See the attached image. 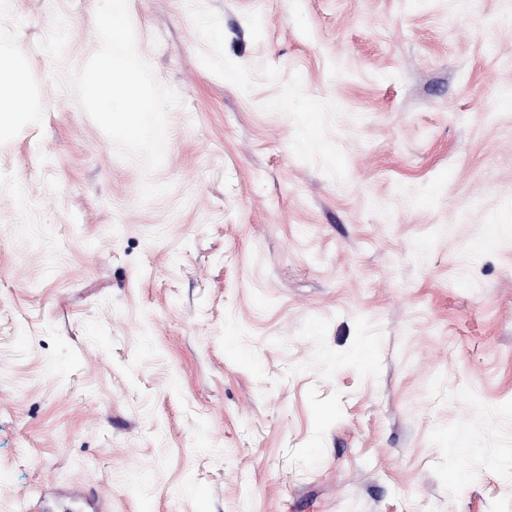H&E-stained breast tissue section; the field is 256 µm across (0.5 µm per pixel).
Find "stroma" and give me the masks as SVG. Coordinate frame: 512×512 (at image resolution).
<instances>
[{"label":"stroma","instance_id":"stroma-1","mask_svg":"<svg viewBox=\"0 0 512 512\" xmlns=\"http://www.w3.org/2000/svg\"><path fill=\"white\" fill-rule=\"evenodd\" d=\"M97 3L5 0L0 512H512V0H128L149 177ZM27 101L23 82L18 76L12 58L0 54V130L14 123Z\"/></svg>","mask_w":512,"mask_h":512}]
</instances>
